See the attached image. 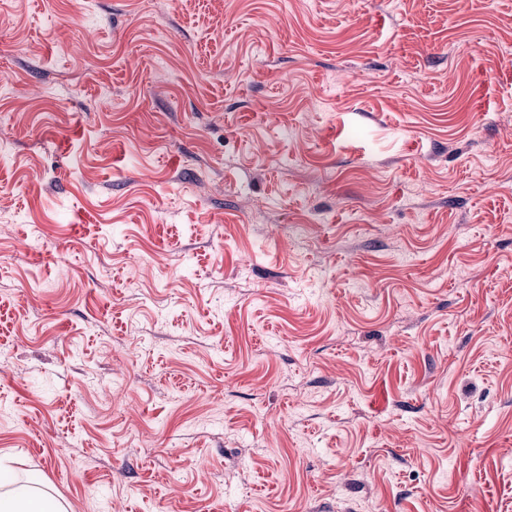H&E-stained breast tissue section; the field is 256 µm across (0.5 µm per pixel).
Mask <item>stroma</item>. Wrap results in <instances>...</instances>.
I'll return each mask as SVG.
<instances>
[{"mask_svg": "<svg viewBox=\"0 0 512 512\" xmlns=\"http://www.w3.org/2000/svg\"><path fill=\"white\" fill-rule=\"evenodd\" d=\"M0 79V478L512 512V0H0Z\"/></svg>", "mask_w": 512, "mask_h": 512, "instance_id": "stroma-1", "label": "stroma"}]
</instances>
